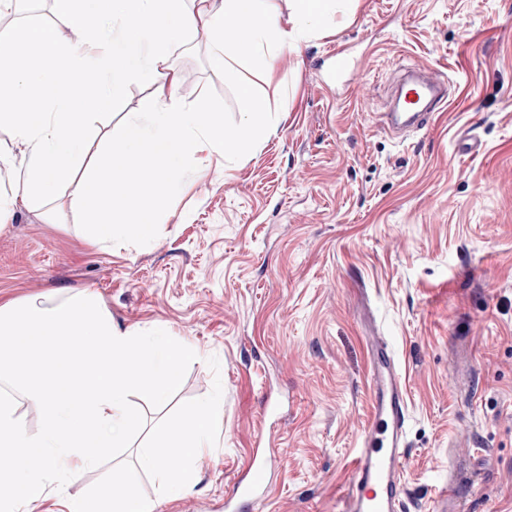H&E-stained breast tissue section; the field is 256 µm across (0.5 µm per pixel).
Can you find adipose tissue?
Returning a JSON list of instances; mask_svg holds the SVG:
<instances>
[{
	"label": "adipose tissue",
	"instance_id": "1",
	"mask_svg": "<svg viewBox=\"0 0 512 512\" xmlns=\"http://www.w3.org/2000/svg\"><path fill=\"white\" fill-rule=\"evenodd\" d=\"M335 0H292L288 28L279 24L277 0H54L56 13L73 30L99 20L135 17L132 35L117 42L102 36L94 53L81 42L59 44L51 29L37 21L23 26H0V43L26 41L42 48L39 67L22 64L19 57L0 60V128L8 129L15 145L28 154L21 185L11 197H0V223H7L21 205L44 200L55 187L70 183L69 205L85 225L94 243L123 244L129 239L152 238L160 225L158 214L144 204L149 195H176L178 174L200 167L204 157L224 161L247 153L265 139L275 115L265 102L242 83L224 46V31L236 27L245 37L260 70L272 72V54L291 48L317 17L327 14ZM214 38L211 65L225 81L238 84L244 117L241 132L230 139L218 129L215 113L206 102L185 103L178 92V76L169 65L164 45L184 37L197 26ZM149 84L151 92L140 110L127 119L116 143L106 147V173L75 176L88 142L98 135V114L108 110L130 81ZM37 87L45 109L19 112L14 101ZM157 159L153 182L138 185L113 175L130 152ZM221 407L220 397L203 401L187 418L173 422V436L143 449L140 469L157 472L165 497L175 499L194 488V462L211 445L210 433ZM168 448L179 449L183 463L163 470L159 460ZM160 501L138 494L133 487L99 490L94 499L78 498L68 512H158Z\"/></svg>",
	"mask_w": 512,
	"mask_h": 512
}]
</instances>
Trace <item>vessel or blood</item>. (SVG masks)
Masks as SVG:
<instances>
[{
	"mask_svg": "<svg viewBox=\"0 0 512 512\" xmlns=\"http://www.w3.org/2000/svg\"><path fill=\"white\" fill-rule=\"evenodd\" d=\"M443 83L410 76L400 87V96L411 95L418 103L409 114L425 125L442 103ZM370 389L373 414L360 449L352 462V476L340 498V512H403V472L407 461L408 403L403 380L391 343L383 336L369 339ZM266 469L256 465L251 478L241 486L240 498L229 512H242L245 504L264 500Z\"/></svg>",
	"mask_w": 512,
	"mask_h": 512,
	"instance_id": "b4317fda",
	"label": "vessel or blood"
}]
</instances>
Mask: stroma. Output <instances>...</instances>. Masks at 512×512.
Instances as JSON below:
<instances>
[{"label":"stroma","mask_w":512,"mask_h":512,"mask_svg":"<svg viewBox=\"0 0 512 512\" xmlns=\"http://www.w3.org/2000/svg\"><path fill=\"white\" fill-rule=\"evenodd\" d=\"M36 18L59 43L74 32L52 0ZM352 68L326 81L333 47ZM198 27L166 52L188 103L206 101L226 136L243 124L236 85L213 71ZM227 52L277 119L231 168L181 172L177 198L150 197L162 226L123 247L92 244L67 185L16 208L0 229V297L92 289L115 324L164 328L194 346L181 389L161 408L131 403L145 427L117 458L74 476L24 512H67L70 498L121 489L159 425L220 396L197 485L160 512H224L254 458L271 493L253 512H338L368 425V339L392 342L406 381V512L435 488L452 512H512V0H343L265 83L236 40ZM445 80L447 106L422 129L386 127L406 65ZM476 134L479 154L459 148Z\"/></svg>","instance_id":"obj_1"}]
</instances>
